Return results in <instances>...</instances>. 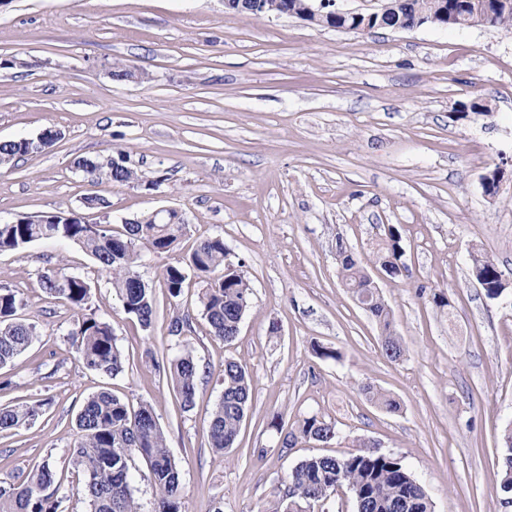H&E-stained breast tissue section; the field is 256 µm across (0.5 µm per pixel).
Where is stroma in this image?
Masks as SVG:
<instances>
[{
	"mask_svg": "<svg viewBox=\"0 0 512 512\" xmlns=\"http://www.w3.org/2000/svg\"><path fill=\"white\" fill-rule=\"evenodd\" d=\"M4 59L15 65H0V142L61 136L0 168V223L80 213L97 196L114 232L162 207L187 227L173 251L142 254L154 297L146 331L79 246L0 252V289L22 298L18 318L41 332L0 370L12 381L0 404L44 405L35 422L0 433V481L63 461L83 399L107 388L154 406L186 488L184 512H261L301 460L363 445L400 457L434 512H512L501 489L512 428V28L357 34L231 12L224 0H5ZM116 63L146 80H113ZM474 99L490 117L460 114ZM120 155L141 182L93 179L75 166ZM498 166L506 174L492 197L482 178ZM392 230L405 265L396 278L373 253ZM216 235L253 289L229 344L198 314L203 282L188 279L175 302L162 277ZM340 243L388 305L400 360L382 353L375 320L345 288ZM477 253L504 275L497 297L472 273ZM55 266L89 280L91 309L123 353L117 376L75 360L73 313L41 288ZM437 293L447 306L434 303ZM186 310L191 331L171 336V319ZM318 345L339 360L319 359ZM184 350L205 373L189 410L154 367ZM228 358L246 364L251 403L233 447L217 453L206 430ZM366 384L399 411L369 401ZM276 415L288 427L317 415L338 434L296 437L284 454Z\"/></svg>",
	"mask_w": 512,
	"mask_h": 512,
	"instance_id": "1",
	"label": "stroma"
}]
</instances>
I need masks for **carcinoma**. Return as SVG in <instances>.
<instances>
[{"mask_svg":"<svg viewBox=\"0 0 512 512\" xmlns=\"http://www.w3.org/2000/svg\"><path fill=\"white\" fill-rule=\"evenodd\" d=\"M305 0H254L247 14L268 16L295 13L318 27H354L340 18L316 20L298 13ZM438 0H403L392 16L379 17L370 28H393L396 24H426L469 28L512 27V0H446L448 17L440 15ZM56 142L49 133L36 146L18 140L0 142V163L42 152ZM78 167L90 177H105L115 183L140 179L138 173L119 161L109 168L82 160ZM186 229L184 224H154L144 216L136 224L124 225L116 235L110 224H89L75 218L69 222L48 215L44 222L20 218L16 224H0V251L16 250L36 241L68 240L88 252L99 268L111 276V285L125 312L143 330L154 319L151 288L138 270L144 249L165 253L172 250ZM226 251L220 236L201 240L185 263L168 264L162 275L169 296L178 299L189 276L205 283L201 313L213 336L229 343L235 339L243 316L251 305L252 288L240 267H224ZM399 238L389 231L378 245L376 260L391 276L405 269L401 262ZM336 261L345 287L360 307L369 312L380 329L381 348L391 360L404 350L396 336L390 310L365 272L361 262L343 245H338ZM499 269L488 257L473 256V274L483 280L490 293H499ZM47 296L65 304L76 317L70 333L75 359L86 370L103 376L123 371V356L116 344L112 326L86 313L91 298L88 280L63 267L45 272L40 278ZM22 300L9 289H0V369L12 364L40 336L33 323L16 313ZM163 371L181 399L183 408L193 407L201 383L195 358L185 353L172 359ZM223 390L210 414L207 438L211 448L224 451L233 447L240 426L250 407V386L246 366L226 360L221 369ZM42 414V403H15L0 406V432H9L34 422ZM298 432L318 442L336 437L335 424L315 415L303 418ZM504 472L502 488L512 492V430L503 438ZM142 458L152 476L155 497L152 512H182L185 487L178 466L166 446L153 405L147 401L134 407L102 389L86 397L76 417V437L58 468L48 459L32 467L13 482H0V512H58L59 493L68 475L77 477L87 501V512H141L134 494L130 471L135 459ZM339 488L347 489L356 512H433L423 487L409 473L401 458L371 446L343 457L314 456L291 469L277 491L272 505L264 512H309Z\"/></svg>","mask_w":512,"mask_h":512,"instance_id":"carcinoma-1","label":"carcinoma"}]
</instances>
